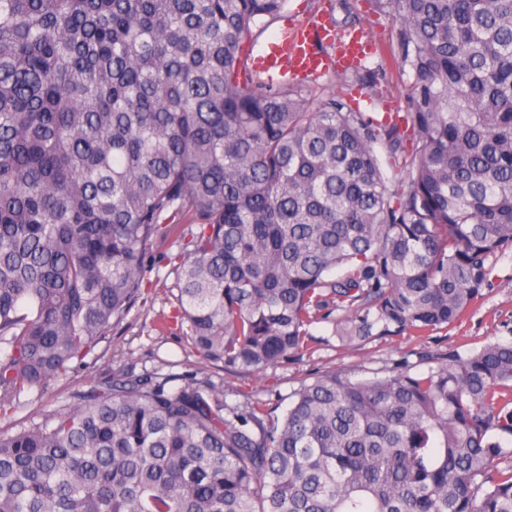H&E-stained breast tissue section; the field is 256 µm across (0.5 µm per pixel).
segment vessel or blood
<instances>
[{
    "mask_svg": "<svg viewBox=\"0 0 512 512\" xmlns=\"http://www.w3.org/2000/svg\"><path fill=\"white\" fill-rule=\"evenodd\" d=\"M329 41L336 46L335 58L320 55L315 45ZM366 51V42L359 34L333 35L321 23H308L290 27L282 35V41L273 45L269 53L256 61L259 69L282 68L291 76L317 75L330 63L345 66L361 58Z\"/></svg>",
    "mask_w": 512,
    "mask_h": 512,
    "instance_id": "vessel-or-blood-1",
    "label": "vessel or blood"
}]
</instances>
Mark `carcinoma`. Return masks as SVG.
I'll return each instance as SVG.
<instances>
[{
	"mask_svg": "<svg viewBox=\"0 0 512 512\" xmlns=\"http://www.w3.org/2000/svg\"><path fill=\"white\" fill-rule=\"evenodd\" d=\"M287 2L0 0V411L125 318L179 215L182 335L243 373L327 309L356 347L483 298L512 249V0H373L409 82L380 119L253 67ZM421 358L327 371L280 419L115 372L0 431V512H512V339Z\"/></svg>",
	"mask_w": 512,
	"mask_h": 512,
	"instance_id": "carcinoma-1",
	"label": "carcinoma"
}]
</instances>
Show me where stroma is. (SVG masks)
Instances as JSON below:
<instances>
[{
	"label": "stroma",
	"instance_id": "obj_1",
	"mask_svg": "<svg viewBox=\"0 0 512 512\" xmlns=\"http://www.w3.org/2000/svg\"><path fill=\"white\" fill-rule=\"evenodd\" d=\"M288 18L309 23L330 18L350 21L370 45L357 68L365 71L383 65L377 83L367 81L346 84V72L336 74V92H349L352 104L360 111L375 115L405 109L406 78L392 60L390 45L394 31L391 16L379 12L371 0H288ZM195 225L179 224L174 233L157 238L144 262L143 295L125 319L102 336L92 351L80 362H73L65 376L51 380L42 392L22 394L15 408L0 415L1 430L40 421L67 401L71 393L85 390L114 371L160 370L199 379L209 378L223 385L228 404L242 402L244 395L263 400L275 415H283L290 395L302 382L327 370L350 372L353 378H370L376 372L408 363L412 372L426 371L419 359L423 347L441 353L481 346L494 340L512 338V250L499 254L483 289V298L462 321L440 330L428 343L405 336L377 339L355 350L341 347L335 336L336 317L310 326L312 341L307 351L278 366L253 376H244L196 353L186 343L174 323L176 300L170 290L174 275L170 259L196 233Z\"/></svg>",
	"mask_w": 512,
	"mask_h": 512
}]
</instances>
